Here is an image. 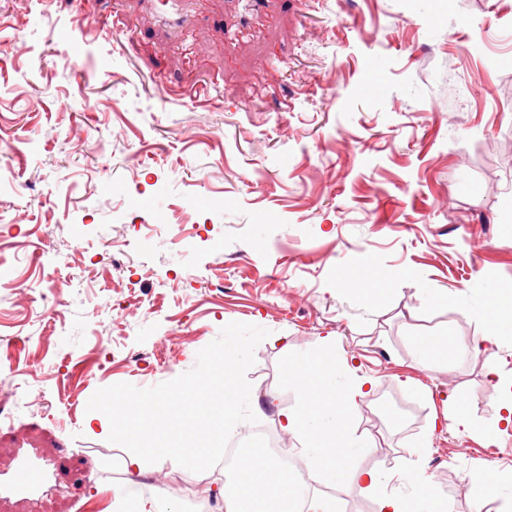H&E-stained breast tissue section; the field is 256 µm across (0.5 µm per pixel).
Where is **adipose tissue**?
Segmentation results:
<instances>
[{"instance_id":"ef3b65f1","label":"adipose tissue","mask_w":512,"mask_h":512,"mask_svg":"<svg viewBox=\"0 0 512 512\" xmlns=\"http://www.w3.org/2000/svg\"><path fill=\"white\" fill-rule=\"evenodd\" d=\"M465 306L480 326L469 344L473 354H481L484 344L497 346L512 338V314L502 310L496 293L466 298ZM319 363L321 375L316 378L310 367L290 362L295 402L280 414L282 429L303 440L301 454L315 483L346 479L376 498L377 512H453L451 499L418 471L355 466L359 443L349 422L364 384L352 381L349 366L332 353L321 355Z\"/></svg>"}]
</instances>
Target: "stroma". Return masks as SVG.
<instances>
[{
  "instance_id": "obj_1",
  "label": "stroma",
  "mask_w": 512,
  "mask_h": 512,
  "mask_svg": "<svg viewBox=\"0 0 512 512\" xmlns=\"http://www.w3.org/2000/svg\"><path fill=\"white\" fill-rule=\"evenodd\" d=\"M198 8L176 42L141 0H0V261L36 290L19 304L0 281V475L24 456L50 471L35 498L0 493V512H113V490L159 475L176 512L201 496L224 512L223 466L126 472L86 404L176 378L232 322L273 335L248 379L287 447L302 444L279 426L288 359L332 337L373 383L352 421L361 467L419 469L477 512L459 483L512 469V427L467 430L445 400L458 388L492 425L503 389L486 371L512 378V345L432 373L417 356L478 333L464 297L512 301V0ZM128 276L151 318L98 312ZM36 382L41 404L19 406ZM458 437L470 454L451 456Z\"/></svg>"
}]
</instances>
